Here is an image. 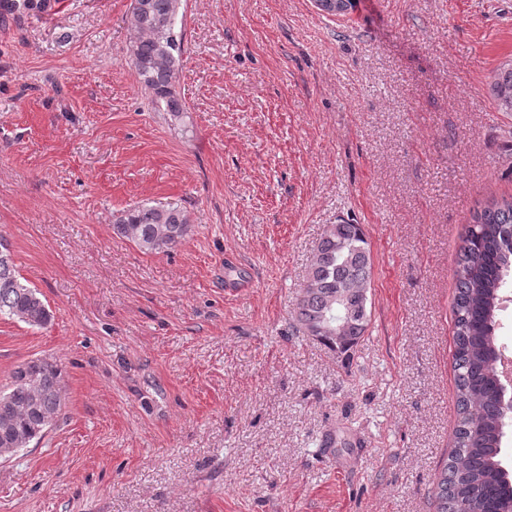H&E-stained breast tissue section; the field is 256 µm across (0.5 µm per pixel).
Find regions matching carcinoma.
Returning a JSON list of instances; mask_svg holds the SVG:
<instances>
[{"label": "carcinoma", "mask_w": 512, "mask_h": 512, "mask_svg": "<svg viewBox=\"0 0 512 512\" xmlns=\"http://www.w3.org/2000/svg\"><path fill=\"white\" fill-rule=\"evenodd\" d=\"M181 0H132L127 64L150 93L156 112L178 117L184 106L174 94L185 53ZM498 109L512 113V68L497 74ZM113 232L141 250L168 253L192 232L177 205L132 206L115 216ZM0 243V317L43 328L51 311L23 284ZM373 258L364 226L340 219L327 225L296 297L295 320L303 333L330 351L351 357L370 322ZM512 275V198L493 201L467 225L454 271L453 371L456 386L455 448L432 495L435 512H508L512 477L503 466L506 429L503 405L512 395L499 388L500 347L495 330L502 292ZM62 369L36 359L16 368L0 391V447L22 450L41 440L63 407Z\"/></svg>", "instance_id": "1"}]
</instances>
